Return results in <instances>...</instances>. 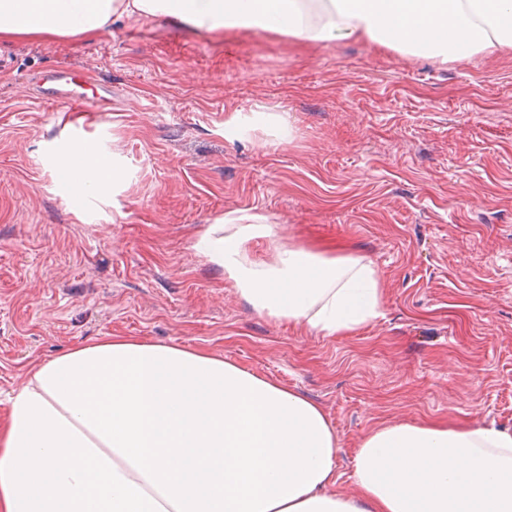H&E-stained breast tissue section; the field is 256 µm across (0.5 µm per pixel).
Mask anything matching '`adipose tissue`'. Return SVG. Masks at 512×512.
<instances>
[{
  "instance_id": "adipose-tissue-1",
  "label": "adipose tissue",
  "mask_w": 512,
  "mask_h": 512,
  "mask_svg": "<svg viewBox=\"0 0 512 512\" xmlns=\"http://www.w3.org/2000/svg\"><path fill=\"white\" fill-rule=\"evenodd\" d=\"M167 17L209 34L259 28L310 43L357 38L460 61L512 48V0H0L1 40L92 39L120 18ZM289 142L277 112H234L224 137ZM73 193L123 179L88 143L55 154ZM266 216L242 210L199 229L195 253L258 313L324 336L378 317L365 257L247 245ZM0 424V512H512V433L439 422L370 432L357 491L338 492V440L315 402L207 352L101 336L31 365Z\"/></svg>"
}]
</instances>
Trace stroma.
Masks as SVG:
<instances>
[{"mask_svg":"<svg viewBox=\"0 0 512 512\" xmlns=\"http://www.w3.org/2000/svg\"><path fill=\"white\" fill-rule=\"evenodd\" d=\"M61 71L111 104L32 103ZM252 111L285 114L292 141L226 140L228 114ZM75 141L121 165L113 195L65 189L47 153ZM230 210L274 226L252 259L372 261L379 317L330 338L259 315L191 248ZM103 335L201 349L318 403L345 493L377 426L512 432V50L442 64L169 18L1 42L0 419L33 363Z\"/></svg>","mask_w":512,"mask_h":512,"instance_id":"stroma-1","label":"stroma"}]
</instances>
